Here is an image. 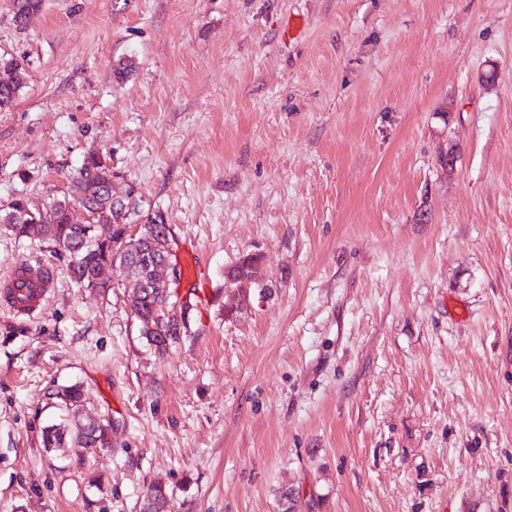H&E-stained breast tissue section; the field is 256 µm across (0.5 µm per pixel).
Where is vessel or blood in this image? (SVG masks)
Wrapping results in <instances>:
<instances>
[{"mask_svg":"<svg viewBox=\"0 0 512 512\" xmlns=\"http://www.w3.org/2000/svg\"><path fill=\"white\" fill-rule=\"evenodd\" d=\"M186 278L192 286L188 296L198 310H206L210 293L201 276V266L195 250L181 256ZM55 279L44 262L35 260L12 268L0 276V307L15 316L36 318L54 289Z\"/></svg>","mask_w":512,"mask_h":512,"instance_id":"obj_1","label":"vessel or blood"}]
</instances>
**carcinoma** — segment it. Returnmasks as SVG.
Masks as SVG:
<instances>
[{
  "instance_id": "carcinoma-1",
  "label": "carcinoma",
  "mask_w": 512,
  "mask_h": 512,
  "mask_svg": "<svg viewBox=\"0 0 512 512\" xmlns=\"http://www.w3.org/2000/svg\"><path fill=\"white\" fill-rule=\"evenodd\" d=\"M14 21L25 27L30 17L39 12L43 0H13ZM4 68L13 72L11 83L0 85V109L11 105L18 92L25 84L27 71L24 60L10 58L3 60ZM70 189L83 194L87 203L96 206L109 197L107 181L102 174L101 165L93 157H85L82 165L71 180ZM26 198L20 196L13 200L8 211L0 213V224L7 225L18 238L49 237L70 256V273L74 283H79L83 276H96L95 269L107 261L102 245L96 240L89 224H72L67 216L66 200L53 202L51 221L43 223L32 216L20 220L25 209ZM139 215L136 205L117 202L112 207L114 220L112 237L123 232V226L131 223L134 216ZM155 220L146 217L143 231L140 232L138 245L122 253L118 265L133 270L141 280L137 295L132 300V313L139 322L140 335L146 343L160 355L165 354L170 346L178 342L186 328L185 320L161 321L157 312L170 302L172 291L165 288L160 272L167 264L168 253L152 247V232ZM61 399L67 408L79 412L83 393L73 385L61 393ZM64 434L56 425L43 428L42 439L46 448H58L63 445ZM74 444L80 448H105L110 445L107 425L98 421L76 423L73 438ZM169 502V491L162 485H155L145 495L142 512H166Z\"/></svg>"
}]
</instances>
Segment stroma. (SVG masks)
<instances>
[{"label":"stroma","instance_id":"35a3bbf8","mask_svg":"<svg viewBox=\"0 0 512 512\" xmlns=\"http://www.w3.org/2000/svg\"><path fill=\"white\" fill-rule=\"evenodd\" d=\"M0 57V209L103 153L213 296L155 354L123 270L0 224V275L56 272L0 309V512H512V0H0ZM249 254L271 293L225 316ZM78 416L110 446L44 447ZM4 68L13 72V79L10 84L0 85V109L11 105L17 97L18 92L25 84L27 79V71L24 59H0V63ZM55 279L44 262L28 261L1 276L0 305L16 317L35 319L54 289Z\"/></svg>","mask_w":512,"mask_h":512}]
</instances>
